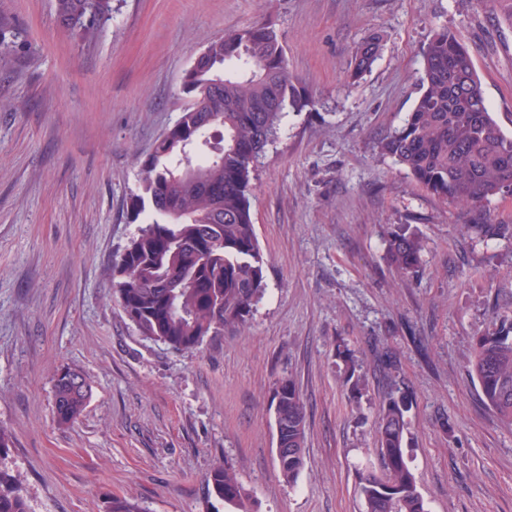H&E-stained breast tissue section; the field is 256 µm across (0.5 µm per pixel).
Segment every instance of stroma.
I'll return each instance as SVG.
<instances>
[{"instance_id": "1", "label": "stroma", "mask_w": 512, "mask_h": 512, "mask_svg": "<svg viewBox=\"0 0 512 512\" xmlns=\"http://www.w3.org/2000/svg\"><path fill=\"white\" fill-rule=\"evenodd\" d=\"M90 41L52 0H0L21 49H0V427L30 512H228L209 498L232 463L252 512H364L358 468H379L376 417L393 379L408 396L406 454L429 512H512V428L481 399L473 338L512 317V196L443 202L380 153L419 94L421 49L448 26L512 134V27L468 0H114ZM273 24L314 106L288 111L253 173L267 290L241 329L192 351L142 336L113 297L112 261L137 233L139 164L189 105L180 84L211 41ZM378 59L346 81L358 44ZM424 250L385 258L394 226ZM498 226L497 235L472 232ZM347 347L351 362L336 355ZM396 358L390 378L376 349ZM80 370L89 400L53 415L54 376ZM292 379L305 467L285 483L270 404Z\"/></svg>"}]
</instances>
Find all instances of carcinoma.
Masks as SVG:
<instances>
[{"instance_id": "1", "label": "carcinoma", "mask_w": 512, "mask_h": 512, "mask_svg": "<svg viewBox=\"0 0 512 512\" xmlns=\"http://www.w3.org/2000/svg\"><path fill=\"white\" fill-rule=\"evenodd\" d=\"M112 0H53L56 25L91 39L112 19ZM380 36L357 47L347 78L360 79L375 62ZM420 93L402 126L379 142L380 152L403 166L443 201L480 206L512 185V135L487 105L468 49L446 27L422 49ZM181 92L192 99L176 124L140 162L132 211L148 213L114 263V293L145 336L177 351L200 347L209 336L240 328L266 290L264 257L252 223L254 164L276 135L285 108L314 104L295 83L275 29L257 24L213 40L186 70ZM203 172L186 180L185 169ZM389 262L409 273L421 264V241L394 230ZM469 372L484 403L512 426V323L474 338ZM55 418L73 423L85 408L86 378L66 367L55 379ZM274 419L280 426L281 477L296 483L305 466L306 413L290 378L274 383ZM407 397L394 387L380 408L377 442L382 473L362 471L357 493L365 512H428L404 448ZM216 500L251 512L249 496L229 462H214L207 476ZM0 512H29L20 487L0 469ZM105 512H143L114 497Z\"/></svg>"}]
</instances>
